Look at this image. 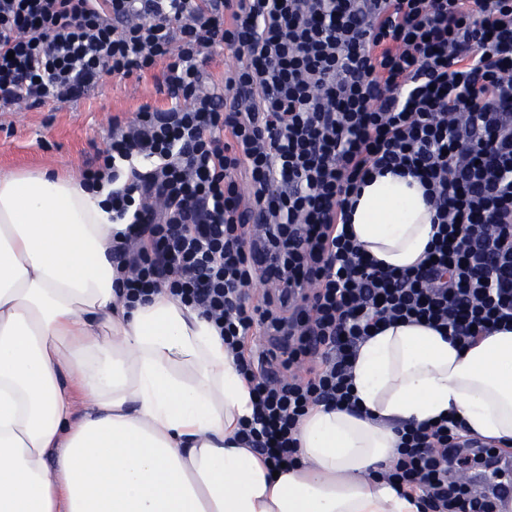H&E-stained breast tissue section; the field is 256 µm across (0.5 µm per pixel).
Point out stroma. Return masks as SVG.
<instances>
[{
	"mask_svg": "<svg viewBox=\"0 0 512 512\" xmlns=\"http://www.w3.org/2000/svg\"><path fill=\"white\" fill-rule=\"evenodd\" d=\"M168 106L155 78L104 76L76 102L0 112V172L50 168L79 172L104 150L113 117L127 120L140 106Z\"/></svg>",
	"mask_w": 512,
	"mask_h": 512,
	"instance_id": "obj_1",
	"label": "stroma"
}]
</instances>
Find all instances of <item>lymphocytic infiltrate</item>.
I'll return each mask as SVG.
<instances>
[{"instance_id": "lymphocytic-infiltrate-1", "label": "lymphocytic infiltrate", "mask_w": 512, "mask_h": 512, "mask_svg": "<svg viewBox=\"0 0 512 512\" xmlns=\"http://www.w3.org/2000/svg\"><path fill=\"white\" fill-rule=\"evenodd\" d=\"M239 60L208 89L209 50ZM157 73L170 107L113 120L82 172L128 227L133 302L167 291L219 331L253 394L237 439L298 461L316 406L353 408L373 332L424 323L467 348L512 326V0H0V112ZM419 179L426 258L386 270L350 222L372 173ZM265 285L263 302L249 290ZM288 340L255 356L251 337ZM377 477L420 512H499L461 470L494 458L452 416L403 425Z\"/></svg>"}]
</instances>
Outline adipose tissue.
<instances>
[{"mask_svg":"<svg viewBox=\"0 0 512 512\" xmlns=\"http://www.w3.org/2000/svg\"><path fill=\"white\" fill-rule=\"evenodd\" d=\"M106 196L74 176L0 173V512H417L370 476L397 424L453 412L512 443V329L461 349L400 323L359 348V411L313 408L297 464L270 474L234 440L252 395L215 326L166 294L117 295ZM431 218L418 179L378 175L351 228L404 269Z\"/></svg>","mask_w":512,"mask_h":512,"instance_id":"obj_1","label":"adipose tissue"}]
</instances>
